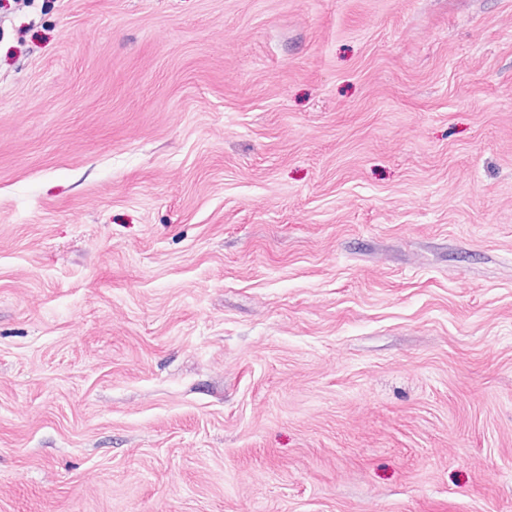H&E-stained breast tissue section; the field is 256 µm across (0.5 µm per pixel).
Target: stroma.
<instances>
[{
    "label": "stroma",
    "mask_w": 512,
    "mask_h": 512,
    "mask_svg": "<svg viewBox=\"0 0 512 512\" xmlns=\"http://www.w3.org/2000/svg\"><path fill=\"white\" fill-rule=\"evenodd\" d=\"M0 512H512V0H0Z\"/></svg>",
    "instance_id": "stroma-1"
}]
</instances>
